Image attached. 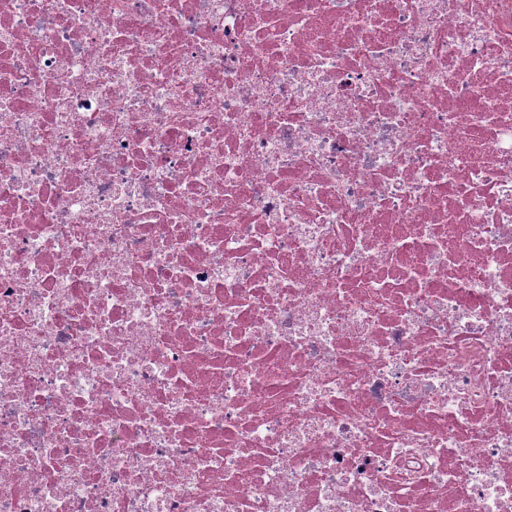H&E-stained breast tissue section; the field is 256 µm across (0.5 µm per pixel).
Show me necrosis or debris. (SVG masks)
Returning <instances> with one entry per match:
<instances>
[{
  "instance_id": "1",
  "label": "necrosis or debris",
  "mask_w": 512,
  "mask_h": 512,
  "mask_svg": "<svg viewBox=\"0 0 512 512\" xmlns=\"http://www.w3.org/2000/svg\"><path fill=\"white\" fill-rule=\"evenodd\" d=\"M0 512H512V0H0Z\"/></svg>"
}]
</instances>
